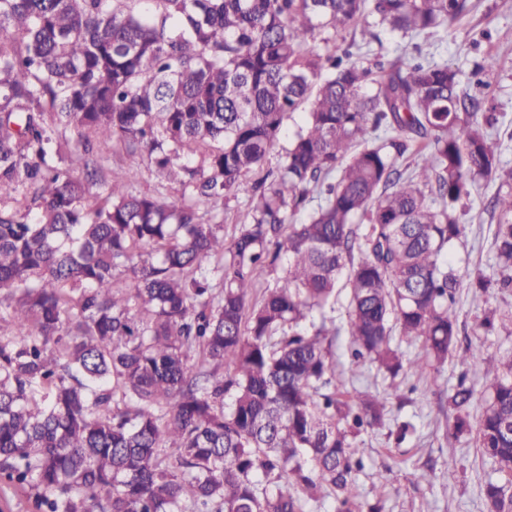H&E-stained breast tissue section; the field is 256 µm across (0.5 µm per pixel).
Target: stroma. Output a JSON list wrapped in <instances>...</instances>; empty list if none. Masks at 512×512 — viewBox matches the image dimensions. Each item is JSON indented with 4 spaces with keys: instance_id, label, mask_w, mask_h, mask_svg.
<instances>
[{
    "instance_id": "stroma-1",
    "label": "stroma",
    "mask_w": 512,
    "mask_h": 512,
    "mask_svg": "<svg viewBox=\"0 0 512 512\" xmlns=\"http://www.w3.org/2000/svg\"><path fill=\"white\" fill-rule=\"evenodd\" d=\"M512 32V0H469L467 11L453 26L452 34H437L421 41L423 55L457 69L470 93L492 102L501 114L497 137L501 142V162L512 168V42L504 32ZM498 59L495 70L479 72L486 56ZM113 168H135L138 177L131 186L136 194H152L176 201L179 184L157 175L146 156L126 153L113 146ZM494 186H483L472 194V207L465 216L470 232L465 244L455 245L450 255L462 271L494 270L493 235L495 219L487 207ZM477 302L471 288L458 295L459 320L473 343L484 345L492 354L512 352V335H483L475 315ZM460 372L456 361H448L439 371L413 375L391 387L375 366L365 365L359 385L368 387L387 402L389 417L412 420L417 434L409 443L395 447L387 427L363 435L357 442L365 470L359 476L368 501H381L382 512H484L480 484L492 474L475 453L473 438L449 444L447 432L453 422L448 412V389ZM456 466H449V459Z\"/></svg>"
}]
</instances>
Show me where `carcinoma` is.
Listing matches in <instances>:
<instances>
[{"mask_svg": "<svg viewBox=\"0 0 512 512\" xmlns=\"http://www.w3.org/2000/svg\"><path fill=\"white\" fill-rule=\"evenodd\" d=\"M466 4L0 0V292L13 326L0 337L1 479L36 491L43 512H308L325 498L380 512L363 500L356 442L387 406L336 387L343 300L354 374L368 362L394 382L452 357L483 362L482 388L465 370L448 390V440L474 436L500 475L480 485L486 512H512V354L460 349L449 255L474 186L498 183L496 274L470 287L512 289L498 116L417 45L373 69L353 60L369 15L415 38L452 28ZM358 26L362 45L310 46ZM61 126L76 138L61 142ZM114 141L180 180L181 200L128 192L132 169L103 174L97 153ZM64 147L84 176L54 163ZM260 172L225 239L201 207L219 211ZM479 325L512 333L491 307ZM397 339L423 357L404 358Z\"/></svg>", "mask_w": 512, "mask_h": 512, "instance_id": "obj_1", "label": "carcinoma"}]
</instances>
